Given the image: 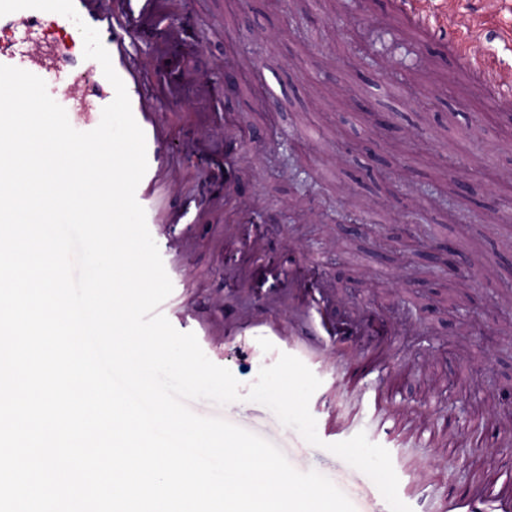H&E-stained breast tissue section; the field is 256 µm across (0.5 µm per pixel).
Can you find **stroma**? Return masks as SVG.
I'll list each match as a JSON object with an SVG mask.
<instances>
[{
    "label": "stroma",
    "instance_id": "obj_1",
    "mask_svg": "<svg viewBox=\"0 0 512 512\" xmlns=\"http://www.w3.org/2000/svg\"><path fill=\"white\" fill-rule=\"evenodd\" d=\"M390 0H183L170 19L178 36L151 52L139 32L136 58L155 67L179 53L185 67L162 74L175 97L159 115L175 149L165 208L201 206L190 224L162 225L153 238L184 300L182 332L202 322L214 339L205 350L250 387L261 361H242L224 344L233 316L288 315V279L323 289L330 311L358 309L386 319L396 302L412 313L391 322L401 365H376L355 351L373 387L396 371L406 378L399 409L410 426L425 416L468 423L466 408L489 415L478 447L455 442V468L444 447L396 449L395 470L417 466L429 493L477 480L494 453L498 481L512 484V446L502 443L498 413L512 409V117L470 76L448 44L403 24ZM453 27L482 22L479 48L512 76V0H430ZM36 37L80 58L74 22L44 15ZM237 65V88L224 95V64ZM389 115L378 125L375 113ZM240 122L246 168L224 201V123ZM463 185L459 203L440 200ZM259 210L257 223L244 210ZM417 238L457 244L463 269L454 281H423L418 258L393 238L401 225ZM201 416L240 424L277 446L300 471L315 470L366 502L375 489L337 456L307 443L267 407L248 401L193 400Z\"/></svg>",
    "mask_w": 512,
    "mask_h": 512
}]
</instances>
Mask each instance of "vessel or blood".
<instances>
[{
  "mask_svg": "<svg viewBox=\"0 0 512 512\" xmlns=\"http://www.w3.org/2000/svg\"><path fill=\"white\" fill-rule=\"evenodd\" d=\"M74 5L77 13L83 14L90 22L105 26L103 44L115 71L125 83L134 118L146 137L148 168L136 189V199L146 211L148 227H157V193L162 184L168 181L174 153L173 145L157 119V106L167 101L168 94L162 85L150 80L147 65H132V41L140 20L146 16L166 18L171 2L118 0L115 11L110 15L105 13L102 0H74ZM396 6L414 26L431 31L442 39L451 38L457 54L467 58L471 72L479 75L491 89H498L502 82L501 75L490 58L477 51L476 32L449 36L446 18L433 13L427 0H396ZM40 16L37 10H20L0 16V28L21 25L31 31L38 25ZM46 56V49L35 42L22 50L0 47V64L38 76L43 73ZM54 65L58 69L75 70L85 76L84 81L73 83L62 91L60 104L67 112L80 117L89 112H102L108 101L97 98L96 92L108 87L109 82L97 61L62 57L56 59ZM242 142L239 128L225 124L226 167H233L237 163ZM296 294L309 321L312 340L294 334L286 322L266 316L227 319L224 322V336L237 346L238 355L244 360L261 356L274 361L282 352L298 357L320 379L322 389L326 390L336 381L338 369L351 364L349 340L339 334L330 335L314 308V298L309 296L306 289H297ZM400 395V388L386 389L383 404L376 409L375 423L370 429L371 441L389 450L401 445V437L394 431L397 419L395 404ZM428 484L423 473L410 472L398 490L399 497L413 512H512V497L503 495L496 486H486L476 493L452 492L446 498L435 501L426 492Z\"/></svg>",
  "mask_w": 512,
  "mask_h": 512,
  "instance_id": "1",
  "label": "vessel or blood"
}]
</instances>
